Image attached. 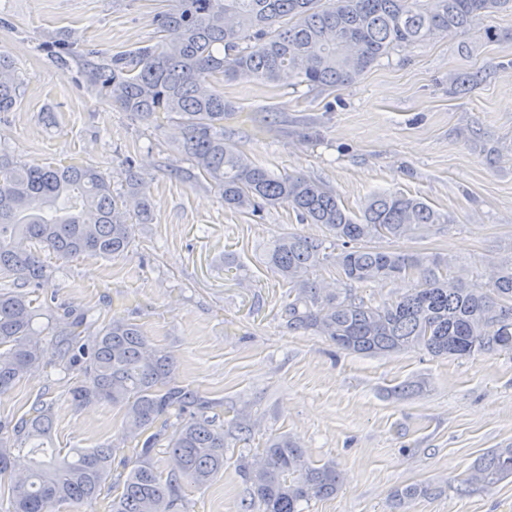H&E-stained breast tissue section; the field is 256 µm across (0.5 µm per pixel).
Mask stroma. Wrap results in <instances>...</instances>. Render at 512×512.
Masks as SVG:
<instances>
[{
    "instance_id": "1",
    "label": "stroma",
    "mask_w": 512,
    "mask_h": 512,
    "mask_svg": "<svg viewBox=\"0 0 512 512\" xmlns=\"http://www.w3.org/2000/svg\"><path fill=\"white\" fill-rule=\"evenodd\" d=\"M168 7L0 0V53L21 81L17 106L0 112V150L31 165L95 166L118 191L137 174L153 203L151 223L134 225L119 257L65 260L41 251L52 277L39 303L56 315L142 325L174 356L173 384L209 401L225 423L248 415L249 432L229 437L215 480L183 483L187 512H244L251 490L238 461L261 457L280 435L344 477L335 496L303 512H512V478L467 496L455 491L482 455L512 447V355L367 356L289 331L288 286L266 267L263 250L288 231L323 243L328 258L316 277L335 282L337 249L325 227L298 223L284 205L254 216L226 209L215 186L191 178L177 150L178 123H148L113 107L80 67L44 51L69 42L109 56L157 44V16ZM486 24L493 37L451 32L333 89L288 78L226 82L224 133L254 164L316 178L353 212L381 191L423 198L444 223L383 248L439 254L484 285L512 257V14ZM463 77L471 88L460 85ZM69 387L59 367L42 365L0 394V421L49 407L54 448L104 446L113 474L126 472L121 414L105 403L74 407ZM413 484L436 492L394 506V492Z\"/></svg>"
}]
</instances>
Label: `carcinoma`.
<instances>
[{
  "label": "carcinoma",
  "mask_w": 512,
  "mask_h": 512,
  "mask_svg": "<svg viewBox=\"0 0 512 512\" xmlns=\"http://www.w3.org/2000/svg\"><path fill=\"white\" fill-rule=\"evenodd\" d=\"M512 11V0H175L159 15V42L107 58L94 50L77 62L112 105L144 121L163 113L183 128L179 150L201 177L217 186L224 207L256 214L285 204L301 221L322 224L340 242L338 288L314 274L323 245L296 233L274 238L264 263L288 283L284 317L291 331L324 336L342 350L380 355L420 350L435 357L512 354V258L503 260L486 288H474L446 259L422 252H390L383 240L414 238L443 216L419 198L383 192L360 213L338 203L336 192L304 174L275 175L249 161L224 138L228 105L220 84L277 82L282 75L307 87L334 88L359 80L394 51L464 33ZM19 79L0 56V112L18 103ZM151 221L147 187L131 177L124 195L91 165H28L0 155V273L36 290L51 271L37 254L47 248L70 259L112 258L132 242L131 216ZM403 279L400 297L374 304L357 295L360 283ZM39 309L29 294L0 288V392L45 363L76 366L68 390L82 408L106 403L122 414L125 440L134 444L130 470L109 479L111 453L91 448L26 459L8 449L12 437L40 448L52 427L47 409L33 408L13 425H0V512H61L112 491V512H176L181 483L209 485L224 470V421L194 392L172 386L174 357L153 346L134 323L61 321L51 343L34 328ZM171 434H166L168 428ZM166 442L170 470L162 477L150 460ZM250 483L249 508L303 512L332 496L341 475L331 462L312 464L285 437L272 439L262 459H240ZM512 477V448L480 458L456 487L468 495Z\"/></svg>",
  "instance_id": "obj_1"
}]
</instances>
